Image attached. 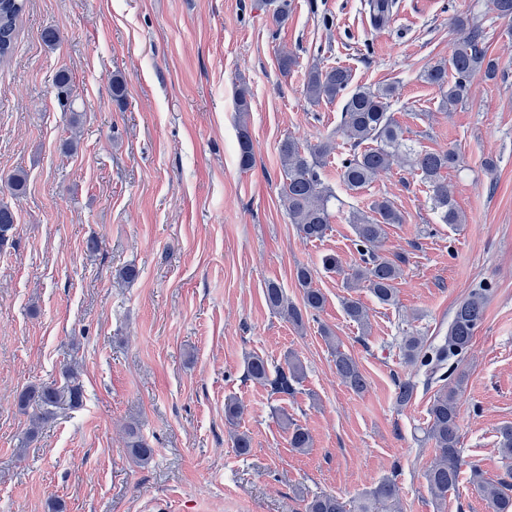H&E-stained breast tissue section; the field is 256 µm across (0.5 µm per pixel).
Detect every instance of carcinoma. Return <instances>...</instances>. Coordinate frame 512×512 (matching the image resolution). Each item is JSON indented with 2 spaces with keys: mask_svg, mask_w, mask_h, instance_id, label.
I'll list each match as a JSON object with an SVG mask.
<instances>
[{
  "mask_svg": "<svg viewBox=\"0 0 512 512\" xmlns=\"http://www.w3.org/2000/svg\"><path fill=\"white\" fill-rule=\"evenodd\" d=\"M27 2L0 0V65L9 62L12 57L17 23L25 13ZM393 7V0L369 2L370 12L378 24L388 20ZM454 25L459 37L451 59L447 63H435L424 71V80L438 88L442 95V107L447 110L468 99L475 73L482 71L486 77L493 79L498 71V63L487 57L483 47L485 34L481 24L458 16L454 19ZM350 84L351 74L344 67L313 66L308 71L304 85L305 97L313 104L323 100L332 101L339 96L345 98L341 124L336 129L342 142L335 143L328 138L305 146L287 137L279 145L281 200L300 238L304 241L321 240L331 229L337 198L333 189L325 183L322 168L325 159L338 147L344 149L339 177L348 190L358 192L366 188L380 172L403 159L421 176L428 189L432 209L439 214L442 223H461V216L453 204L451 190L444 177L446 170L458 164L457 152L453 149L446 152L419 150L408 142L402 126L391 112L393 87L357 86L352 89ZM238 150L240 166L251 168L253 143L244 122L238 129ZM349 222L357 238L361 264L346 270L336 256L327 254L322 258L323 268L343 276L349 288L363 283L378 302L394 303L396 284L403 275L401 264L404 260H390L380 254V249L386 227L403 222L401 213L388 199H376L366 211H350ZM13 230L14 214L7 205L1 204L0 245L7 242ZM296 279L302 293L301 305L288 301L282 288L274 282L268 283L265 299L272 310L301 327L304 315L323 309L325 298L321 290L313 286V273L309 267H298ZM486 292L485 288H474L458 303L448 325V336L442 345L431 348L425 345L423 338L414 335L405 337L403 341L406 362L420 363L429 372L430 379L438 383L430 400L426 430V440L432 443L435 457L425 473L436 512H443L448 492L456 487L465 465L459 448V396L463 391L465 374L458 372V368L485 319ZM343 308L352 321L361 326L368 325V313L358 300H344ZM334 367L336 376L351 389L357 392L366 389V378L350 355L335 351ZM66 373L69 383L64 386L54 381L42 382L25 388L19 394V410L30 416L27 438L35 437L56 409L63 406L74 409L82 404L83 390L76 368L69 366ZM303 374V366L296 357L288 359L287 369L277 371L273 377L263 357L252 355L247 361L246 377L269 385L278 393H293V383L300 381ZM283 424L288 429L290 447L300 451L312 447V437L306 428L286 418ZM127 436L131 455L141 464L148 463L154 449L138 435L136 426H128ZM496 445L503 459L512 460V424L499 428ZM470 472L471 483L489 500L493 512H512V484L486 479L475 465L470 466ZM303 512H401L400 487L396 479L386 477L365 491L353 505L336 494L315 495L306 501Z\"/></svg>",
  "mask_w": 512,
  "mask_h": 512,
  "instance_id": "obj_1",
  "label": "carcinoma"
}]
</instances>
